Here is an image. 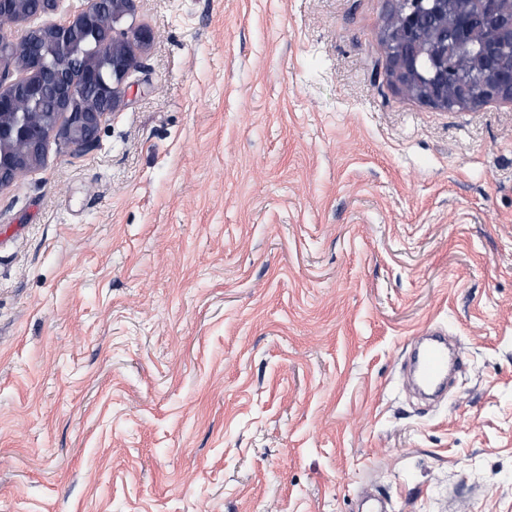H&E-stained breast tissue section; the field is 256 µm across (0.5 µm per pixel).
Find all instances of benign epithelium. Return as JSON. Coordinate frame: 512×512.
Masks as SVG:
<instances>
[{
  "instance_id": "benign-epithelium-1",
  "label": "benign epithelium",
  "mask_w": 512,
  "mask_h": 512,
  "mask_svg": "<svg viewBox=\"0 0 512 512\" xmlns=\"http://www.w3.org/2000/svg\"><path fill=\"white\" fill-rule=\"evenodd\" d=\"M19 0H0V21L9 23V29L27 23L41 14L58 10L62 0H36V9L28 13L17 10ZM427 4L426 10L433 16L430 31L434 50L426 51L421 45V23L414 15L406 20L405 47L390 53V69L396 73L417 74L418 58L426 54L431 62V75L421 76L428 93L421 102L442 108L448 106V64L441 61V53L448 52V0H415V4ZM133 9V0H86L75 14L54 23L58 42V56L53 63L45 62L39 53L29 52L26 65L14 60L13 39L8 29L0 31V149L6 145L20 148L25 163L11 167L0 159V190L11 186L22 174L37 166L45 157L51 136L55 135L76 152L93 149L98 142L102 123L116 111L126 95V79L140 68L139 53L152 41V32L146 27L132 25L122 28L120 23ZM95 33L103 53L112 61L107 76L95 70L84 73V82L93 91L90 101L70 102L74 87L64 81L72 69L69 52L78 34ZM55 86L64 104L62 119L47 126L30 112L19 107L38 99L45 87ZM512 100V74L490 73L483 82V100Z\"/></svg>"
}]
</instances>
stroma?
Here are the masks:
<instances>
[{"label": "stroma", "instance_id": "1", "mask_svg": "<svg viewBox=\"0 0 512 512\" xmlns=\"http://www.w3.org/2000/svg\"><path fill=\"white\" fill-rule=\"evenodd\" d=\"M389 8L135 0L97 147L0 190V512H512V102L388 83ZM414 369L419 384L440 393L448 378V340L445 333L430 330V336L415 350Z\"/></svg>", "mask_w": 512, "mask_h": 512}]
</instances>
